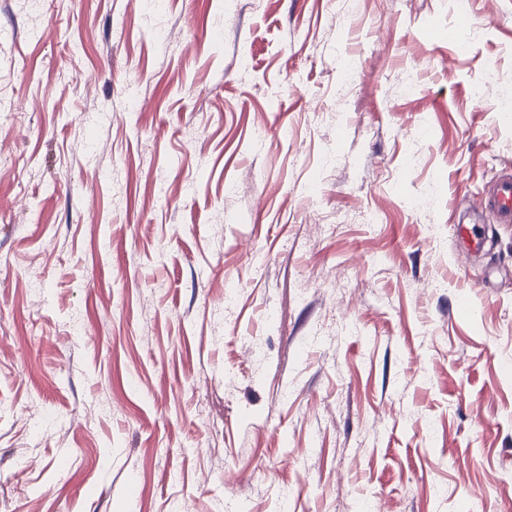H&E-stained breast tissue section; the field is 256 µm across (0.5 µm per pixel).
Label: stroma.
<instances>
[{"label": "stroma", "instance_id": "1", "mask_svg": "<svg viewBox=\"0 0 512 512\" xmlns=\"http://www.w3.org/2000/svg\"><path fill=\"white\" fill-rule=\"evenodd\" d=\"M38 2L0 0V512H504L512 224L454 225L512 169V0L461 47L456 0ZM455 236L463 243L466 256H472L484 251L486 238L481 232L479 224H457L455 226Z\"/></svg>", "mask_w": 512, "mask_h": 512}]
</instances>
